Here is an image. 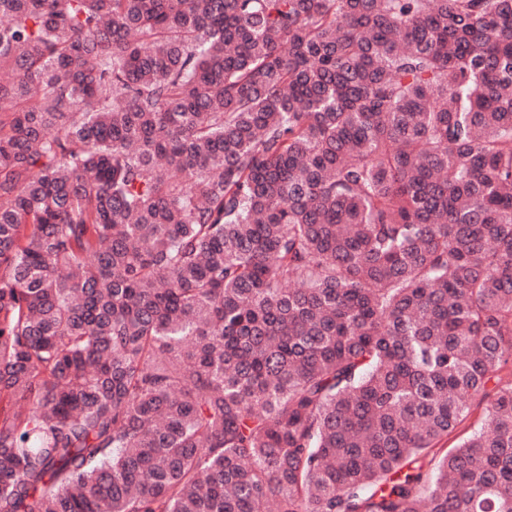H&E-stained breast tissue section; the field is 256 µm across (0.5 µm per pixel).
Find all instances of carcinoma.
Returning <instances> with one entry per match:
<instances>
[{
	"instance_id": "obj_1",
	"label": "carcinoma",
	"mask_w": 512,
	"mask_h": 512,
	"mask_svg": "<svg viewBox=\"0 0 512 512\" xmlns=\"http://www.w3.org/2000/svg\"><path fill=\"white\" fill-rule=\"evenodd\" d=\"M510 361L512 0H0V512H512Z\"/></svg>"
}]
</instances>
